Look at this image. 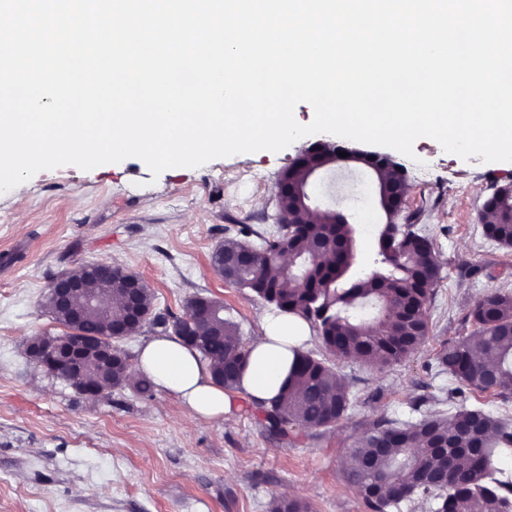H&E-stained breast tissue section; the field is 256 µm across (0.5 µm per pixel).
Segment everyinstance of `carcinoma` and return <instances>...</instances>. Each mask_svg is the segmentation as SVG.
Segmentation results:
<instances>
[{"label":"carcinoma","mask_w":512,"mask_h":512,"mask_svg":"<svg viewBox=\"0 0 512 512\" xmlns=\"http://www.w3.org/2000/svg\"><path fill=\"white\" fill-rule=\"evenodd\" d=\"M356 162L373 170L377 191L389 196L408 189L405 176H395L393 161L385 156L353 151ZM315 157L296 161L282 179L295 188L303 186ZM484 209L485 235L512 247V187L487 198ZM379 225L378 265L371 276L355 272V228L333 209L323 211L319 223L297 224L288 248L304 264L297 280L275 255L280 234L259 236L258 247L266 255L255 263L232 270L226 281L248 288L258 297L287 313L305 319L317 333L325 352L335 358L360 359L380 367L401 360L422 345L430 328L426 303L441 280V269L429 240L422 235L393 237L399 213L385 211ZM334 243L330 261L312 254L313 246L326 238ZM252 245L226 240L211 254L214 271L224 274V254ZM135 274L106 264L86 277V288L70 308H57L51 291L43 306L64 328L57 339L80 336L94 345H112L104 334L107 320L118 322L124 308L89 307L87 296L110 292L122 297L119 281ZM202 298L186 305L184 314L172 322L156 318L163 331L182 332L183 342L197 350L211 367L215 381L225 389H238L249 349L239 336L236 323L224 317V306L208 299L211 310L206 323H189L190 309ZM469 317L472 334L440 350V371L470 391H490L504 397L512 393V292L495 291L476 301ZM82 373L87 383L98 387H120L131 382L142 395L152 382L143 377L132 381L130 369L115 370L100 363L96 355L85 358ZM351 404L348 387L327 364L307 351L296 353L288 384L274 399L261 404L265 427L284 432L282 425L295 423L309 430L331 427L346 417ZM512 453V424L478 406L464 403L450 414L406 422L382 415L365 427L353 444V467L347 481L362 495L371 512H389L400 500L414 495H434L437 512H512V481L500 479L497 460ZM402 495L398 500L393 494ZM269 512H310L301 499H275Z\"/></svg>","instance_id":"cac0c4a2"}]
</instances>
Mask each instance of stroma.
I'll return each mask as SVG.
<instances>
[{
    "label": "stroma",
    "mask_w": 512,
    "mask_h": 512,
    "mask_svg": "<svg viewBox=\"0 0 512 512\" xmlns=\"http://www.w3.org/2000/svg\"><path fill=\"white\" fill-rule=\"evenodd\" d=\"M326 139L156 177L133 157L90 171L66 165L0 193V512H269L281 497L311 512H370L345 478L357 434L383 414L417 421L451 411L455 383L438 373V352L472 332L477 300L512 291V248L487 238L482 218L494 188L512 184V162L464 160L426 137L412 159L377 147L406 172L400 221L432 242L441 280L426 306L430 336L404 360L379 369L331 359L353 398L335 426L309 434L289 424L277 435L242 394L223 419L192 417L162 389L144 396L127 385L89 399L27 355L31 337L62 331L41 305L49 282L89 263L137 274L165 317L198 296L219 300L252 344L274 307L216 275L210 256L241 228L277 230L279 176ZM310 191L355 225L356 270L370 275L385 221L371 170L337 164Z\"/></svg>",
    "instance_id": "35a3bbf8"
}]
</instances>
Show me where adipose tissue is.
I'll use <instances>...</instances> for the list:
<instances>
[{
  "instance_id": "ef3b65f1",
  "label": "adipose tissue",
  "mask_w": 512,
  "mask_h": 512,
  "mask_svg": "<svg viewBox=\"0 0 512 512\" xmlns=\"http://www.w3.org/2000/svg\"><path fill=\"white\" fill-rule=\"evenodd\" d=\"M264 334L252 345L240 389L251 402L277 396L288 378L294 348L308 339L309 326L300 317L280 314L265 319ZM140 366L154 383L177 394L197 417L221 418L234 409L233 393L212 378L209 364L177 338L158 336L145 343Z\"/></svg>"
}]
</instances>
